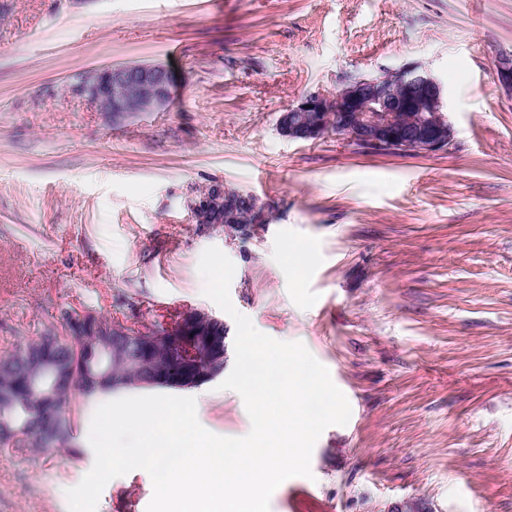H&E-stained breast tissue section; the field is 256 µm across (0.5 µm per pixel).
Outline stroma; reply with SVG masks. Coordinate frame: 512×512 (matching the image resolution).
I'll use <instances>...</instances> for the list:
<instances>
[{
  "instance_id": "obj_1",
  "label": "stroma",
  "mask_w": 512,
  "mask_h": 512,
  "mask_svg": "<svg viewBox=\"0 0 512 512\" xmlns=\"http://www.w3.org/2000/svg\"><path fill=\"white\" fill-rule=\"evenodd\" d=\"M512 0H0V356L73 308L126 324L193 307L203 251L235 264L257 330L302 342L351 407L312 478L271 512H512ZM170 67L158 112L116 120L72 87L94 68ZM415 64L448 88L445 153H374L278 116L344 78ZM216 184L253 195V240L198 223ZM312 254L301 268L294 248ZM197 419L249 433L237 392L191 390ZM0 447V512H68L94 464ZM149 474L111 480L97 512H146Z\"/></svg>"
}]
</instances>
